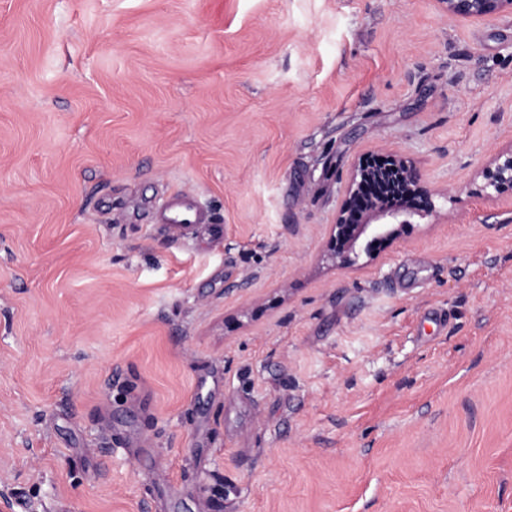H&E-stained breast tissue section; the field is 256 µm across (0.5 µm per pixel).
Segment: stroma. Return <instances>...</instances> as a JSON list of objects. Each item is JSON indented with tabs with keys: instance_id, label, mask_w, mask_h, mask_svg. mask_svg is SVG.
<instances>
[{
	"instance_id": "obj_1",
	"label": "stroma",
	"mask_w": 512,
	"mask_h": 512,
	"mask_svg": "<svg viewBox=\"0 0 512 512\" xmlns=\"http://www.w3.org/2000/svg\"><path fill=\"white\" fill-rule=\"evenodd\" d=\"M377 146L435 210L340 267ZM511 147L512 0H0L13 512H512ZM448 16L458 19L491 18L505 0H437ZM492 166L485 171L484 185L478 195L487 201H496L504 193L512 191V148L498 153L492 160ZM206 213L196 196L179 193L167 199L162 210L160 222L168 230H179L190 224H206Z\"/></svg>"
}]
</instances>
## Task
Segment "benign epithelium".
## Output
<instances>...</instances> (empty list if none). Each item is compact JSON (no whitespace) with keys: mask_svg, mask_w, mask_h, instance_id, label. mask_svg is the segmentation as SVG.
<instances>
[{"mask_svg":"<svg viewBox=\"0 0 512 512\" xmlns=\"http://www.w3.org/2000/svg\"><path fill=\"white\" fill-rule=\"evenodd\" d=\"M449 16L458 19L491 18L505 0H437ZM512 191V149L497 154L485 171V183L478 195L496 201ZM435 208L432 193L423 176L407 158L379 149L355 168L345 188L336 218L331 244L335 264L355 263L356 244L362 237L368 244L389 245L400 229L416 217L429 216Z\"/></svg>","mask_w":512,"mask_h":512,"instance_id":"1","label":"benign epithelium"}]
</instances>
